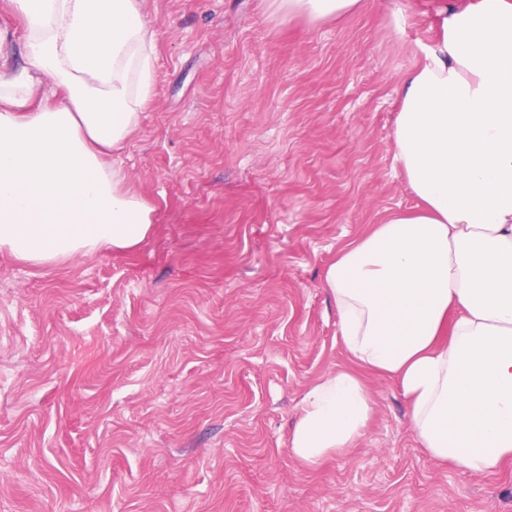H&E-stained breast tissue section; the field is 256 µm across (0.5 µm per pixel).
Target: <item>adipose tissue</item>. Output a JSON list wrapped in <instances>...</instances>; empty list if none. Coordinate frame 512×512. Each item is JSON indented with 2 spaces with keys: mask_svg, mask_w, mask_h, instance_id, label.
<instances>
[{
  "mask_svg": "<svg viewBox=\"0 0 512 512\" xmlns=\"http://www.w3.org/2000/svg\"><path fill=\"white\" fill-rule=\"evenodd\" d=\"M0 31V252L38 268L135 253L155 206L109 159L155 94V32L138 0H10ZM364 0H270L317 25ZM394 161L416 196L342 246L323 284L349 367L305 393L289 444L314 468L362 438L365 373L397 379L433 460L471 475L512 461V0H440L399 83ZM0 29L10 31L12 49L10 56L15 69L20 70L25 65L24 41L25 30L22 20L7 6V1L0 0Z\"/></svg>",
  "mask_w": 512,
  "mask_h": 512,
  "instance_id": "ef3b65f1",
  "label": "adipose tissue"
}]
</instances>
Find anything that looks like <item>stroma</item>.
I'll return each mask as SVG.
<instances>
[{"mask_svg": "<svg viewBox=\"0 0 512 512\" xmlns=\"http://www.w3.org/2000/svg\"><path fill=\"white\" fill-rule=\"evenodd\" d=\"M141 2L156 97L112 158L154 232L50 268L0 253V512H512V466L438 465L388 377L349 454L289 447L308 388L350 364L325 269L417 204L392 132L433 0L318 25Z\"/></svg>", "mask_w": 512, "mask_h": 512, "instance_id": "stroma-1", "label": "stroma"}]
</instances>
